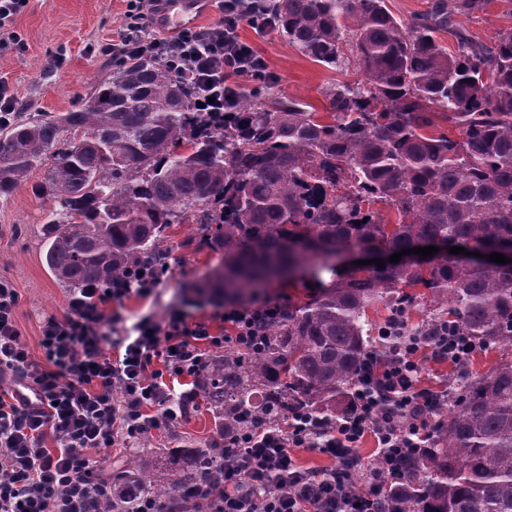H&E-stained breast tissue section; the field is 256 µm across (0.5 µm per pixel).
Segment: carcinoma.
I'll return each instance as SVG.
<instances>
[{
  "instance_id": "1",
  "label": "carcinoma",
  "mask_w": 512,
  "mask_h": 512,
  "mask_svg": "<svg viewBox=\"0 0 512 512\" xmlns=\"http://www.w3.org/2000/svg\"><path fill=\"white\" fill-rule=\"evenodd\" d=\"M485 2L430 0L404 22L385 0H272L289 44L364 76L325 89L326 116L268 94L208 120L191 109V84L154 58L127 59L82 108L0 126V195L46 167L58 209L44 224L45 260L73 287L165 264L173 224L196 225L222 253L206 288L228 299L309 268L333 273L266 325L265 349L226 350L195 381L228 434L240 410L255 424L297 412L331 423L354 393L366 309L378 300L433 306L422 335L450 315L464 335L512 347V263L407 253L381 269L334 265L350 246L394 254L433 241L493 254L512 244V31L489 46L452 24ZM442 431L445 447L404 461L397 512H512V358L454 392ZM156 462L136 461L143 497L222 471L216 448L187 454L168 482Z\"/></svg>"
}]
</instances>
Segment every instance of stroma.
I'll use <instances>...</instances> for the list:
<instances>
[{"label":"stroma","mask_w":512,"mask_h":512,"mask_svg":"<svg viewBox=\"0 0 512 512\" xmlns=\"http://www.w3.org/2000/svg\"><path fill=\"white\" fill-rule=\"evenodd\" d=\"M123 0H30L11 26L16 42L0 51V79L22 102V117L55 116L81 108L103 75L112 66L111 56L101 47L111 42L123 25ZM456 26L467 29L486 44H493L503 31L512 30V5L489 0L475 12L456 14ZM240 35L254 44L268 63V75L250 81L246 95L277 93L326 111V86L361 80L359 70H334L315 62L288 44L272 28L256 29L242 22ZM44 168H36L10 196H0V276L11 278L21 294L18 323L22 340L34 359H41V326L48 318L63 319L71 289L58 281L45 264L43 224L52 207L43 193ZM168 273L154 298L130 297L121 312L128 322L143 316L164 323L171 309L189 319L211 317L224 311V299L204 293L201 286L219 264L220 256L200 239L194 225L177 224L170 231ZM330 272L297 274L294 278L265 286L260 296L281 304L297 303L329 284ZM501 346L478 349L468 366L423 359L425 384L459 388L475 374L487 372L504 356ZM219 433L207 406L183 422L135 441L133 450L106 454L104 468L114 472L129 465L134 449L158 456L161 468H170V448H208Z\"/></svg>","instance_id":"35a3bbf8"}]
</instances>
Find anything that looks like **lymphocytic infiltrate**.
I'll list each match as a JSON object with an SVG mask.
<instances>
[{
    "mask_svg": "<svg viewBox=\"0 0 512 512\" xmlns=\"http://www.w3.org/2000/svg\"><path fill=\"white\" fill-rule=\"evenodd\" d=\"M125 2L122 30L107 51L119 60L151 57L184 74L198 86L204 112L231 111L246 83L266 75L265 59L238 35L241 22L265 16L266 0H218L217 24L168 37L153 30L162 0ZM158 282L157 270L137 264L106 286L73 289L67 318L43 324L36 361L21 339L20 293L0 276V377L14 381L0 389V512H106L109 479L95 452L189 418L197 392L177 390V383L213 352L263 349V326L282 312L269 301L225 308L230 331L215 335L209 320L191 322L175 310L165 324L143 318L109 343L103 324L122 318L106 316V308L147 298ZM379 337L386 353L366 361L351 407L332 426L318 427L304 414L248 427L225 438L221 479L181 489L179 498L205 500L208 512H394L388 491L403 476L402 461L432 447L440 431L434 412L448 398L423 385L421 359L463 367L478 345L448 322L433 336L409 333L401 314ZM368 436L377 445L370 463L357 453ZM299 448L330 458L332 468L299 466Z\"/></svg>",
    "mask_w": 512,
    "mask_h": 512,
    "instance_id": "1",
    "label": "lymphocytic infiltrate"
}]
</instances>
